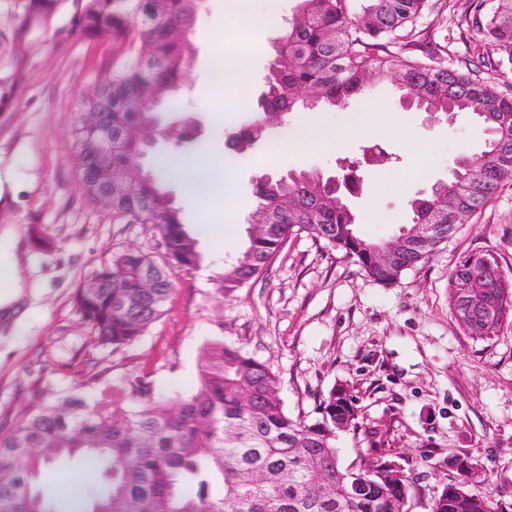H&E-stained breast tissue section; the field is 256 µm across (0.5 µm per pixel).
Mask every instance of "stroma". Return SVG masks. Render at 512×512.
Returning a JSON list of instances; mask_svg holds the SVG:
<instances>
[{
    "label": "stroma",
    "instance_id": "35a3bbf8",
    "mask_svg": "<svg viewBox=\"0 0 512 512\" xmlns=\"http://www.w3.org/2000/svg\"><path fill=\"white\" fill-rule=\"evenodd\" d=\"M472 0H430L420 21L448 43V65L464 69L473 55L495 56L475 27L467 25ZM24 0H0V172L12 183L0 193V234L14 230L24 286L13 315L0 311V429L12 426L40 398L76 392L93 398L81 372L88 328L71 302L77 285L103 262L126 250L153 258L164 252L153 225L114 221L111 211L84 195L74 137L81 103L109 76V57L99 42L69 35L76 9L62 0L48 23L32 28L24 48L14 31ZM227 0H205L191 37L194 51L182 103L196 120L213 161V205L201 215L179 183L170 189L201 230L203 259L193 269L170 268L174 291L162 316L123 351L98 352L97 367L112 380L151 372L163 390L190 391L205 342L242 347L269 363L279 377L292 415H308L337 383L358 396L357 430L339 432L343 464L360 463L373 449L390 450L411 474L418 493L411 512L426 507L444 484L465 481L512 512V325L478 338L457 323L448 306V274L463 257L493 253L512 282V186L504 187L432 257L390 286L367 276L354 259L314 242L289 237L269 270L233 293L216 281L247 240L255 211L254 182L267 173L339 172L361 161L363 182L353 203L363 235L386 240L408 221L406 202L450 177L462 152L479 151L486 133L472 114L437 120L402 105L394 81H386L347 111L294 112L288 126L224 172L227 139L265 89L277 29L209 39ZM227 65L247 55L246 79L217 88L212 57ZM364 121L361 132L325 145L278 148L290 128L317 120L335 127L345 112ZM232 175L236 215L225 223L224 177ZM40 232L48 247L35 245ZM468 460L473 472L449 468V457Z\"/></svg>",
    "mask_w": 512,
    "mask_h": 512
}]
</instances>
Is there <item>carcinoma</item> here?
I'll list each match as a JSON object with an SVG mask.
<instances>
[{"label": "carcinoma", "mask_w": 512, "mask_h": 512, "mask_svg": "<svg viewBox=\"0 0 512 512\" xmlns=\"http://www.w3.org/2000/svg\"><path fill=\"white\" fill-rule=\"evenodd\" d=\"M70 32L112 45L109 96L88 98L82 112L98 123L79 120L76 145L79 165L96 152L99 139L112 135V154L101 161L121 170L146 156L143 134L160 114L172 115L161 126L164 138L183 145L187 127L176 95L192 50L189 39L201 0H81ZM349 0H301L299 14L273 43L267 89L257 108L235 135L243 156L254 143L283 124L288 113L323 107L347 108L369 87L394 78L405 106L436 118L470 112L485 125L483 148L459 158L451 177L433 184L429 193L408 201L410 222L392 238L370 239L358 230L347 197L359 188L357 170L340 176L342 188L316 170L291 171L255 180V214L268 224L248 235L244 251L218 280L217 291L229 293L264 274L288 237L306 234L339 249L374 280L392 285L403 273L429 258L444 243L434 237L419 242L418 224H460L512 183V95L499 90L496 78L462 73L444 64L439 53L398 55L390 46L420 47L418 20L428 0H368L360 16L349 13ZM477 0L475 26L498 51L486 70L512 66V0ZM60 0H25L15 41L30 27L46 22ZM143 90L150 101L142 111L130 101ZM313 91L304 102L302 93ZM92 203L118 220L152 224L163 239L162 261L139 251L113 256L81 282L71 301L89 327V352H117L136 342L162 314L173 292L166 268H195L201 255L189 232L191 218L176 206L158 166L132 185H118L104 200L95 185L84 186ZM388 252L383 264L374 249ZM464 257L448 276L452 313L467 305L478 317L470 333L496 335L502 324L485 328L486 312H507L512 323V295L481 290L491 277L485 258ZM154 276V285L144 287ZM85 384L96 397L66 394L27 409L7 432L0 431V512H56L53 501L35 480L43 468L62 458L81 461L96 472L84 484L77 503L81 512H401L414 494L413 481L379 480L353 491L361 468L336 464L337 432L356 425V396L338 383L316 404L314 418L293 417L281 396L277 374L243 348L218 340L206 343L198 362L194 392L160 390L152 374L140 371L116 381L94 371ZM429 512H494L491 500L471 493L466 483H450Z\"/></svg>", "instance_id": "cac0c4a2"}]
</instances>
